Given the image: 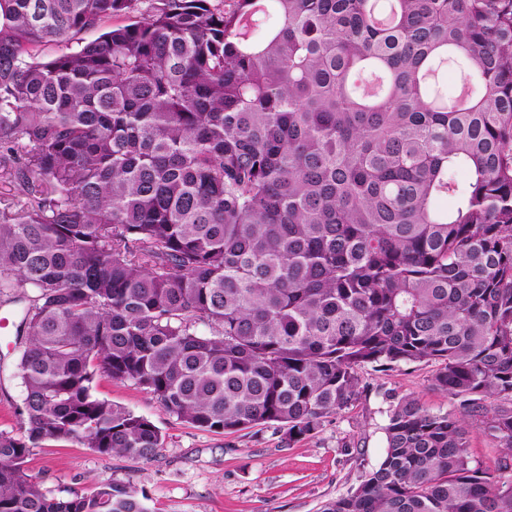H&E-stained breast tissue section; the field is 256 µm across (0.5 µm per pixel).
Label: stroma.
<instances>
[{
	"mask_svg": "<svg viewBox=\"0 0 512 512\" xmlns=\"http://www.w3.org/2000/svg\"><path fill=\"white\" fill-rule=\"evenodd\" d=\"M22 303L0 302V431L19 428L23 387L17 373L16 327ZM433 367L401 363L387 370L360 369L362 398L331 415L323 430L299 441L257 426L214 433L170 416L147 392L130 383L98 378L97 397L152 421L164 446L149 462L103 456L75 444L32 449L25 473L58 496L131 482L148 497L151 512H319L323 502L355 485L385 447L383 427L392 398L411 396L426 407L455 411L454 399L431 384Z\"/></svg>",
	"mask_w": 512,
	"mask_h": 512,
	"instance_id": "1",
	"label": "stroma"
}]
</instances>
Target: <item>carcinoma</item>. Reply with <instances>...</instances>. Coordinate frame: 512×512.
Wrapping results in <instances>:
<instances>
[{"label":"carcinoma","instance_id":"1","mask_svg":"<svg viewBox=\"0 0 512 512\" xmlns=\"http://www.w3.org/2000/svg\"><path fill=\"white\" fill-rule=\"evenodd\" d=\"M378 4L0 0V173L27 196L0 211V295L24 303L0 512H150L129 483L24 473L47 442L163 447L99 375L291 442L401 362L459 412L396 399L382 458L320 512H512V0ZM470 450L477 464L491 470L501 452L496 443L475 426L470 433Z\"/></svg>","mask_w":512,"mask_h":512}]
</instances>
